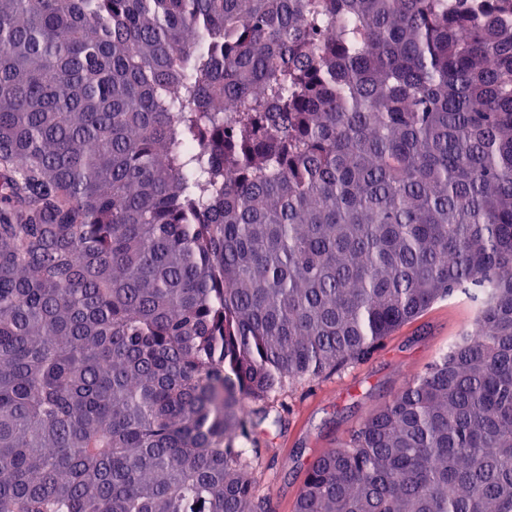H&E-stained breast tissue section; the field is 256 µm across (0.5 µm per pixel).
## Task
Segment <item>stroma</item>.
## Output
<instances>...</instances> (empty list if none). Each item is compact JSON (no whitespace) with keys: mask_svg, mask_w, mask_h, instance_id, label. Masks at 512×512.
I'll list each match as a JSON object with an SVG mask.
<instances>
[{"mask_svg":"<svg viewBox=\"0 0 512 512\" xmlns=\"http://www.w3.org/2000/svg\"><path fill=\"white\" fill-rule=\"evenodd\" d=\"M451 301L434 304L388 336L366 361L313 382L289 385L267 402L270 426L255 467L271 512H293L307 464L316 450L347 440L361 420L438 358L448 346Z\"/></svg>","mask_w":512,"mask_h":512,"instance_id":"stroma-1","label":"stroma"}]
</instances>
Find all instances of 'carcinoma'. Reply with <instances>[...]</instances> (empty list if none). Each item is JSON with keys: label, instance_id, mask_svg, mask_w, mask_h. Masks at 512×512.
Returning a JSON list of instances; mask_svg holds the SVG:
<instances>
[{"label": "carcinoma", "instance_id": "cac0c4a2", "mask_svg": "<svg viewBox=\"0 0 512 512\" xmlns=\"http://www.w3.org/2000/svg\"><path fill=\"white\" fill-rule=\"evenodd\" d=\"M460 295L294 512H512V0H0V512H268L259 402Z\"/></svg>", "mask_w": 512, "mask_h": 512}]
</instances>
